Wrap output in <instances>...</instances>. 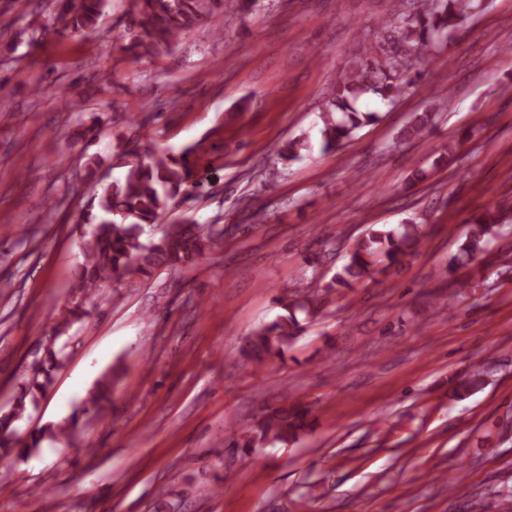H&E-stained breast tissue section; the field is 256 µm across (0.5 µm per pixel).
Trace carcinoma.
Returning a JSON list of instances; mask_svg holds the SVG:
<instances>
[{
    "label": "carcinoma",
    "mask_w": 512,
    "mask_h": 512,
    "mask_svg": "<svg viewBox=\"0 0 512 512\" xmlns=\"http://www.w3.org/2000/svg\"><path fill=\"white\" fill-rule=\"evenodd\" d=\"M433 5L412 12L411 0H386L373 40L360 42L347 65L332 79L330 95L320 113L321 145L325 150L339 148L353 139L364 126L379 120V112L358 107L362 99L390 105L420 77L419 60L448 40L475 9V0H432ZM224 0H129L132 25L138 28L133 41L123 49L135 55H153L173 48L180 36L207 22L212 33L222 34L217 16ZM106 0H57L54 19L31 28L30 45H38L43 35L71 37L96 26ZM413 116L399 136L419 138L432 125L433 112ZM311 145L304 136L278 143L276 155L284 160L302 158ZM115 157L124 162L126 172L108 183L96 181V193L77 213L75 223L90 231L84 236V261L70 285V306L61 325L77 322L88 315L87 304L101 298L106 282L123 278L150 277L159 269L184 268L194 264L213 247L222 230L205 229L193 221L169 224L165 217L177 200L190 198L201 190L207 179L197 177L190 166L186 149L176 155L154 143L125 149L118 144ZM512 221V204L500 201L474 215L457 254L448 266L451 272L470 267L503 226ZM423 225L415 221L387 228L379 224L366 227L364 234L349 249L348 261L324 285L328 293L338 286L354 282L403 263L418 252L423 241ZM284 314L247 337L242 354L262 364L280 356L304 331L298 313L315 314L319 300L311 292H296V297L281 299ZM60 363L57 352L47 349L46 357L32 369V375L20 385L10 409L0 412V458L14 453L30 454L44 434L69 436L77 416L34 434L27 441L15 438L13 424L51 383V371ZM310 410L300 403L288 407L266 408L247 426L228 438L229 446L255 448L267 441L289 442L298 439L309 426Z\"/></svg>",
    "instance_id": "1"
}]
</instances>
